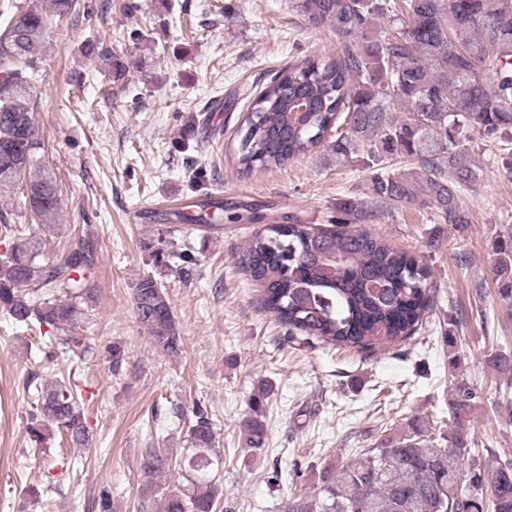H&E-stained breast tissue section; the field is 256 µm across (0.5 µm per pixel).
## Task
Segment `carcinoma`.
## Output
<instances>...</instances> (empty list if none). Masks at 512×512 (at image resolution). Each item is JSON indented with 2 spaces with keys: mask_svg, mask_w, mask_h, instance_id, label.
<instances>
[{
  "mask_svg": "<svg viewBox=\"0 0 512 512\" xmlns=\"http://www.w3.org/2000/svg\"><path fill=\"white\" fill-rule=\"evenodd\" d=\"M293 0L313 26H327L340 40L334 56L305 55L288 65L254 95L237 130L230 158L242 176L280 169L289 161L328 148L336 162L349 160L354 143H374L370 195L390 205L417 204L445 224L464 226L469 213L459 193L481 176L470 149L471 136L512 140V0ZM75 0H38L0 30V192L21 187L25 208L37 221L0 224V313L17 327L38 331L40 352L51 363L71 354L86 359L95 348L71 333L97 302L86 283L100 263L99 238L83 226L70 247L53 261L42 259L61 206L55 172L44 164L45 145L34 118L27 72L51 20L75 9ZM308 111H293L296 98ZM407 159L410 168L386 161ZM380 214L356 197L336 202L324 224L294 219L283 227L266 224L238 258V268L261 286L262 307L308 339L366 351L412 338L423 325L431 298L429 273L417 258L353 224H372ZM226 219L221 200L198 205L188 217L214 230ZM494 276L502 299L512 301V237L496 244ZM133 306L155 347L176 357L183 336L162 286L148 275L133 288ZM112 373L121 371V345L107 347ZM272 386L259 388L241 433L250 448L266 439L264 401ZM26 391L34 394L28 431L43 447L54 427L75 447L90 444L84 398L75 379L52 387L31 372ZM471 409V394L459 389L454 420ZM187 430L191 453L179 467L191 474L177 492L157 485L170 470L164 448L142 455L141 512H216L219 485L209 479L214 423L194 406ZM440 448L412 430L366 448L354 461L320 475V492L288 500L285 512H512V461L491 455L464 473L461 434Z\"/></svg>",
  "mask_w": 512,
  "mask_h": 512,
  "instance_id": "1",
  "label": "carcinoma"
}]
</instances>
